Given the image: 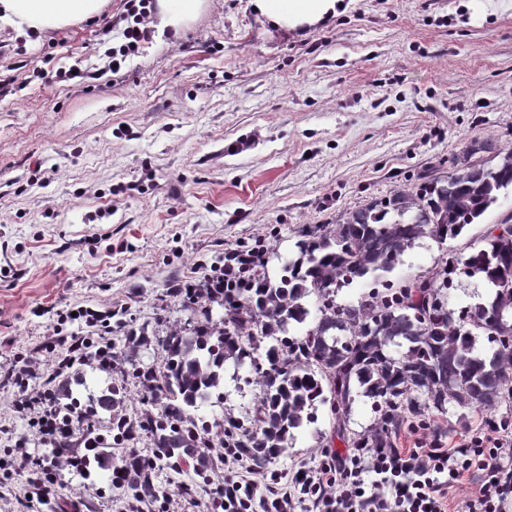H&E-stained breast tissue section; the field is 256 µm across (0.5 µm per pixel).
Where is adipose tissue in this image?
<instances>
[{
    "label": "adipose tissue",
    "instance_id": "obj_1",
    "mask_svg": "<svg viewBox=\"0 0 512 512\" xmlns=\"http://www.w3.org/2000/svg\"><path fill=\"white\" fill-rule=\"evenodd\" d=\"M107 0H0V30L47 33L98 17ZM253 12L272 31L297 36L332 23L347 0H250ZM209 0H156L149 26L180 35L209 7Z\"/></svg>",
    "mask_w": 512,
    "mask_h": 512
}]
</instances>
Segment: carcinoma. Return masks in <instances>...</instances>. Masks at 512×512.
I'll return each mask as SVG.
<instances>
[{
    "label": "carcinoma",
    "instance_id": "cac0c4a2",
    "mask_svg": "<svg viewBox=\"0 0 512 512\" xmlns=\"http://www.w3.org/2000/svg\"><path fill=\"white\" fill-rule=\"evenodd\" d=\"M497 157L488 166L469 160L466 152L451 160V173L424 171L417 186L372 200L339 224L303 226L295 257L275 278L259 274L254 288L215 297L205 288L197 297L180 295L193 312L199 297L223 307L224 316L214 322L202 311L205 322L161 341V368L134 370L149 394L147 408L127 421V436L83 452L86 472L109 467L112 445L144 435L153 455L130 453L113 469L111 483L153 501L159 470L180 472L191 459L203 484L226 448L263 465L287 450L294 431L317 420L321 405L330 406L333 433L351 447L392 448L406 422L423 421L430 411L445 415L450 404L492 411L512 402V336L505 341L485 332L498 314L512 328V224L496 225L499 233H489L486 245L466 257L440 258L428 276L388 278L417 240L458 238L512 188V148L497 150ZM459 272L479 277L491 292L486 302L457 315L448 308L447 290ZM365 280L371 289L360 301H337L340 288ZM310 316V327L290 333ZM479 336L486 347H477ZM403 345L405 352H392ZM229 360L263 365L260 397L249 424L224 419L214 458L199 452L213 444L197 412L224 385ZM82 384L80 373L67 371L56 388L77 428L92 427L101 414L111 419L123 407L124 386L114 382L85 412L78 395ZM360 394L373 400L377 419L349 439L348 412Z\"/></svg>",
    "mask_w": 512,
    "mask_h": 512
}]
</instances>
